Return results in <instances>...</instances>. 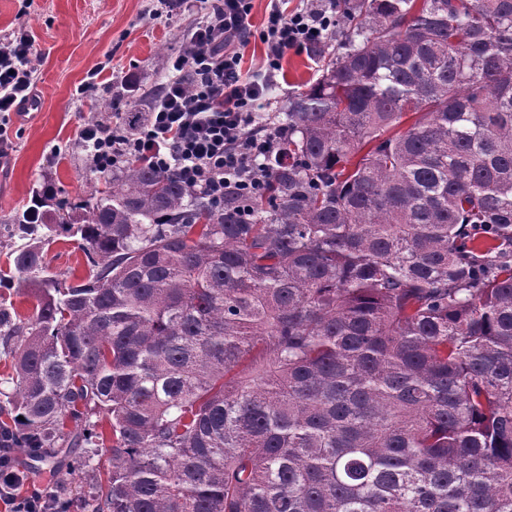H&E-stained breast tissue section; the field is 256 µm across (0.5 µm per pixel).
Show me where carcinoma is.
Masks as SVG:
<instances>
[{
    "mask_svg": "<svg viewBox=\"0 0 512 512\" xmlns=\"http://www.w3.org/2000/svg\"><path fill=\"white\" fill-rule=\"evenodd\" d=\"M335 2L249 214L138 159L4 220L0 448L106 418L81 512H512V0ZM57 239L50 246L47 256L51 270L61 274V278H67L68 283L84 279L88 267L77 237L60 235Z\"/></svg>",
    "mask_w": 512,
    "mask_h": 512,
    "instance_id": "cac0c4a2",
    "label": "carcinoma"
}]
</instances>
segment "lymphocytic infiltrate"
Returning <instances> with one entry per match:
<instances>
[{"label":"lymphocytic infiltrate","mask_w":512,"mask_h":512,"mask_svg":"<svg viewBox=\"0 0 512 512\" xmlns=\"http://www.w3.org/2000/svg\"><path fill=\"white\" fill-rule=\"evenodd\" d=\"M287 2L268 0L257 32L252 0H214L189 29L190 51L174 59L158 98L139 113L135 135H127L119 120L82 127L79 141L92 164L104 172L141 157L215 203L229 194L249 200L284 131L267 88L289 50L320 46L336 28L332 0L293 9ZM255 36L265 46L264 73L248 79L245 49ZM33 46L25 30L0 40V153L10 143L13 115L36 98ZM0 502L5 512H51L44 488L25 484L7 453L0 455Z\"/></svg>","instance_id":"f902f5d3"}]
</instances>
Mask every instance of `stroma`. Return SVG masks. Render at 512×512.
Instances as JSON below:
<instances>
[{
  "label": "stroma",
  "instance_id": "stroma-1",
  "mask_svg": "<svg viewBox=\"0 0 512 512\" xmlns=\"http://www.w3.org/2000/svg\"><path fill=\"white\" fill-rule=\"evenodd\" d=\"M208 9L203 0H0V38L19 29L35 37L36 94L40 117L13 119V149L0 166V219L31 204L36 190L51 186L56 200L76 206L104 184L78 143L85 123L111 116L113 99L143 109L145 94L161 83L171 59L184 53L188 29ZM317 50H289L283 73L267 95L283 107L291 92L320 73ZM98 71L94 95L81 94L89 71ZM53 272L71 282L87 275L77 239L59 236L48 251ZM17 468L29 481L64 486L69 495L86 493L100 477L86 469L70 473L62 457L33 465L13 449Z\"/></svg>",
  "mask_w": 512,
  "mask_h": 512
}]
</instances>
